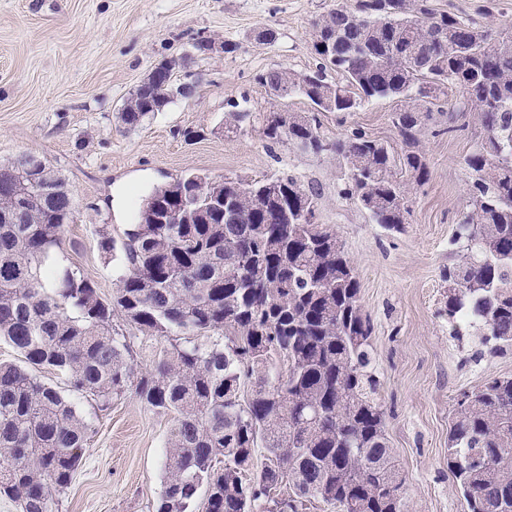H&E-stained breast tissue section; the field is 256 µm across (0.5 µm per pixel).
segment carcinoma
I'll list each match as a JSON object with an SVG mask.
<instances>
[{
	"label": "carcinoma",
	"mask_w": 512,
	"mask_h": 512,
	"mask_svg": "<svg viewBox=\"0 0 512 512\" xmlns=\"http://www.w3.org/2000/svg\"><path fill=\"white\" fill-rule=\"evenodd\" d=\"M360 23L341 8L313 22L319 68L297 75L271 68L263 86L352 112L377 98L408 100L393 125L403 145L354 131L331 143L314 112H296L288 129L272 116L262 133L346 166L343 195L388 231L405 230L410 185L429 167L419 134L455 88L485 131L466 156L470 200L451 240L448 320L480 333L492 354L512 348V28L488 32L428 0H356ZM343 81L328 79V72ZM168 69L128 97L129 127L174 99ZM428 104L421 112L418 102ZM246 108L227 133L250 120ZM214 180L188 172L144 200L123 244L125 273L112 300L54 252L70 219L64 180L22 156L0 166V342L26 367L0 362V495L21 512H53L93 433L89 419L29 368L63 374L70 391L100 407L132 390L174 415L167 481L155 512H299L314 500L339 512H405V479L388 445L384 412L371 394L370 318L360 305L355 266L336 230L316 223L318 191L294 173ZM180 223L155 211L183 204ZM231 199L233 208L215 202ZM119 318L145 336H182L155 370L135 376L131 346L112 329ZM285 362L275 372L272 355ZM250 384L249 395L241 388ZM263 453L264 462L257 463ZM448 472L468 512H512V377L489 375L461 394L448 427Z\"/></svg>",
	"instance_id": "obj_1"
}]
</instances>
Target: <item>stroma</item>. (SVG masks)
<instances>
[{
  "instance_id": "obj_1",
  "label": "stroma",
  "mask_w": 512,
  "mask_h": 512,
  "mask_svg": "<svg viewBox=\"0 0 512 512\" xmlns=\"http://www.w3.org/2000/svg\"><path fill=\"white\" fill-rule=\"evenodd\" d=\"M356 0H0V164L43 160L66 182L75 205L58 263L80 267L111 299L124 272L122 253L105 260L101 235L122 244L144 200L162 183L196 171L259 179L292 172L321 194L318 223L335 227L356 265L360 302L373 326V371L385 433L406 478L407 512H465L448 474V419L462 391L488 375H512V352L484 353L472 332L456 331L445 307L450 241L469 197L463 159L484 132L449 90L420 139L430 176L411 195L404 232L374 224L341 196L346 168L335 151L319 154L262 134L273 110L309 111L307 100L274 99L258 83L268 68L316 70L312 21ZM436 12L475 26L512 27V0H429ZM275 29L273 45L256 44L258 28ZM218 45L205 55L197 40ZM232 53L221 52L224 42ZM187 62L203 81L193 99L168 105L141 125H124L118 107L151 68ZM246 101L254 122L236 133L224 123ZM399 100L373 99L354 112H323L329 141L359 130L399 146L393 117ZM94 432L71 485L53 512H155L165 479L173 416L156 413L134 393L99 409L73 395Z\"/></svg>"
}]
</instances>
